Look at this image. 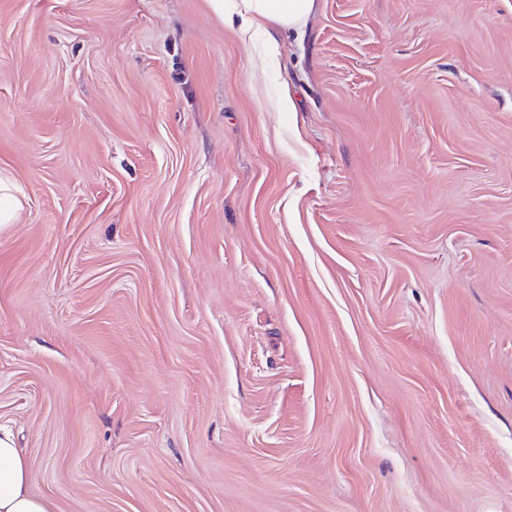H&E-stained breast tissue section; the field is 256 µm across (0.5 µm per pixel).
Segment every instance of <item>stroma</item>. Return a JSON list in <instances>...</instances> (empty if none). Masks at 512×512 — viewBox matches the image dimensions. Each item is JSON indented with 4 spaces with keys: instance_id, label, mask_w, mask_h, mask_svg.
<instances>
[{
    "instance_id": "35a3bbf8",
    "label": "stroma",
    "mask_w": 512,
    "mask_h": 512,
    "mask_svg": "<svg viewBox=\"0 0 512 512\" xmlns=\"http://www.w3.org/2000/svg\"><path fill=\"white\" fill-rule=\"evenodd\" d=\"M268 36L208 0H0V426L32 492L512 512V0H317ZM23 210V202L12 193L9 182L0 178V230L16 224Z\"/></svg>"
}]
</instances>
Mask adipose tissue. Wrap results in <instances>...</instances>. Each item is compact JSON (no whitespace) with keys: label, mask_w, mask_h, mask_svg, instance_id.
<instances>
[{"label":"adipose tissue","mask_w":512,"mask_h":512,"mask_svg":"<svg viewBox=\"0 0 512 512\" xmlns=\"http://www.w3.org/2000/svg\"><path fill=\"white\" fill-rule=\"evenodd\" d=\"M221 20L239 19L243 28L272 24L302 28L316 9V0H209ZM31 469L16 448L11 431L0 428V512H54L49 498L30 489Z\"/></svg>","instance_id":"adipose-tissue-1"}]
</instances>
